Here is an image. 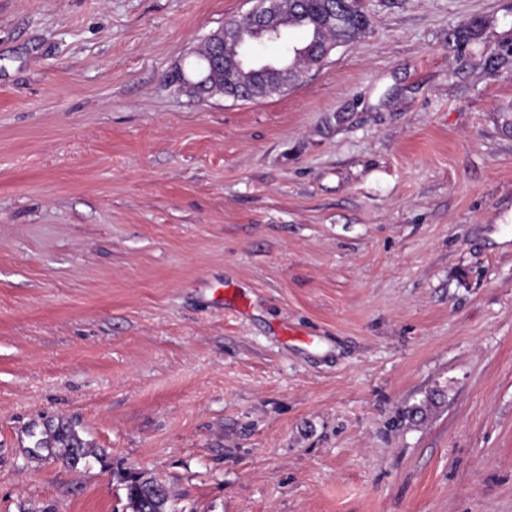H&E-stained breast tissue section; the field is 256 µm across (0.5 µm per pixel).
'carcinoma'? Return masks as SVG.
Here are the masks:
<instances>
[{
	"label": "carcinoma",
	"instance_id": "obj_1",
	"mask_svg": "<svg viewBox=\"0 0 512 512\" xmlns=\"http://www.w3.org/2000/svg\"><path fill=\"white\" fill-rule=\"evenodd\" d=\"M280 6L288 13V30L300 29L307 38L299 44L281 41L282 51L288 53L289 69L286 74L254 72L251 76L239 75L230 67L218 73L221 85L246 83L276 85L286 82L292 86L298 74L311 68L317 57L310 54L312 44H318V52L354 43L368 30L369 19L359 7L357 0H280ZM485 22L473 18L453 33L452 42L459 54L466 50L480 36ZM36 448L32 455L59 462L69 470H76L87 463L90 457H101L103 451L92 448L78 437L71 425L59 422L44 427L33 435ZM127 505L130 512H175L173 497L169 489L153 476L145 473H130L123 477Z\"/></svg>",
	"mask_w": 512,
	"mask_h": 512
}]
</instances>
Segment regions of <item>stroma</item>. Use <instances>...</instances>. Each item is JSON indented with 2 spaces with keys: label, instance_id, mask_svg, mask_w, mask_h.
<instances>
[{
  "label": "stroma",
  "instance_id": "obj_1",
  "mask_svg": "<svg viewBox=\"0 0 512 512\" xmlns=\"http://www.w3.org/2000/svg\"><path fill=\"white\" fill-rule=\"evenodd\" d=\"M254 3L0 0V512L141 470L176 512H512V0H360L285 93L177 92ZM51 419L102 460L32 458ZM485 22L480 18H473L452 34V42L458 54H464L466 50L480 36Z\"/></svg>",
  "mask_w": 512,
  "mask_h": 512
}]
</instances>
